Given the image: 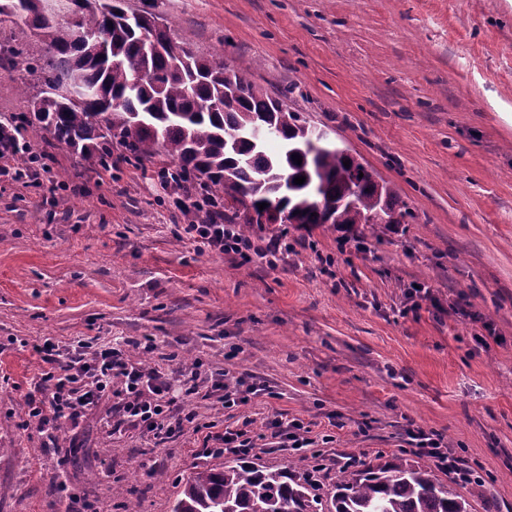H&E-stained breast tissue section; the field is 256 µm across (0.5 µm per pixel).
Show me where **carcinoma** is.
Listing matches in <instances>:
<instances>
[{
  "label": "carcinoma",
  "instance_id": "1",
  "mask_svg": "<svg viewBox=\"0 0 512 512\" xmlns=\"http://www.w3.org/2000/svg\"><path fill=\"white\" fill-rule=\"evenodd\" d=\"M71 2L76 26L0 0V19L43 45L33 58L0 47V69L19 75L28 97L27 111L10 120L20 136L30 132L103 168L114 143L140 162L162 153L242 207L224 214L231 224H260L262 202L288 213L290 224L354 233L410 214L354 156L331 142L312 144L313 126L288 106L287 93L275 97L247 71L177 45L149 8ZM27 75L39 86L32 96ZM255 123L268 129L263 142L248 134ZM297 176L305 182L294 183ZM474 496L469 482L399 457L343 468L328 483L236 457L187 478L172 512H474Z\"/></svg>",
  "mask_w": 512,
  "mask_h": 512
}]
</instances>
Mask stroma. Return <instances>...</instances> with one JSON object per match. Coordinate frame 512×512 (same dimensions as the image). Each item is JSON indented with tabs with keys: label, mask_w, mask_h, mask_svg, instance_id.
I'll list each match as a JSON object with an SVG mask.
<instances>
[{
	"label": "stroma",
	"mask_w": 512,
	"mask_h": 512,
	"mask_svg": "<svg viewBox=\"0 0 512 512\" xmlns=\"http://www.w3.org/2000/svg\"><path fill=\"white\" fill-rule=\"evenodd\" d=\"M175 42L220 54L386 181L411 215L339 252L335 227L289 225L269 267L200 253L176 235V191L126 161L64 149L22 187L0 174V512H171L183 481L221 462L205 439L249 428L260 462L296 473L315 455L423 464L408 431L435 434L481 471L476 512H512V0H157ZM332 274H323L325 259ZM431 299L410 309L409 287ZM465 304L468 313L453 310ZM490 324L492 337L474 336ZM152 338L149 362L202 359L265 388L159 441L99 415L56 444L25 426L42 367L28 341ZM299 421L298 453L262 445ZM270 430V439L268 444H277L280 448H293L294 450H302L303 448H312L313 439L308 438L305 434L309 431L303 424L299 422H284L282 419L274 418L268 425Z\"/></svg>",
	"instance_id": "stroma-1"
}]
</instances>
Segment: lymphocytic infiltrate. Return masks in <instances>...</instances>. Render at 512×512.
I'll return each mask as SVG.
<instances>
[{
  "label": "lymphocytic infiltrate",
  "mask_w": 512,
  "mask_h": 512,
  "mask_svg": "<svg viewBox=\"0 0 512 512\" xmlns=\"http://www.w3.org/2000/svg\"><path fill=\"white\" fill-rule=\"evenodd\" d=\"M179 191L181 211L204 214L200 222L182 227L198 252L234 254L249 263L256 257L277 259L292 251L284 231L272 236L265 246L255 245L240 225L225 223L220 204H200L191 180H184ZM138 348L150 353L155 343L132 339L125 345L115 344L94 336L64 345L49 338L34 344L47 368L40 375L36 393L28 397L30 422L39 433L51 436L63 422L78 424L86 414L102 408L111 431L138 428L158 438L194 422V413L182 410L187 397L202 394L231 407L260 391L254 384H231L205 375L199 359L173 374L171 369L135 359L132 352Z\"/></svg>",
  "instance_id": "obj_1"
}]
</instances>
